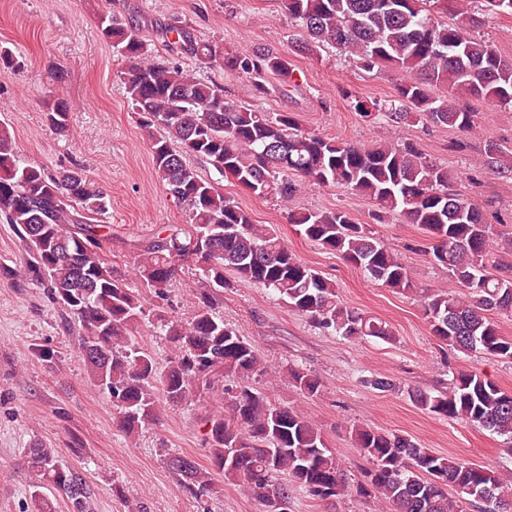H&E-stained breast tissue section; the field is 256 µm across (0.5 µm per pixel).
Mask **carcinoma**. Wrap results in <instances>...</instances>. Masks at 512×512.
Segmentation results:
<instances>
[{
    "instance_id": "1",
    "label": "carcinoma",
    "mask_w": 512,
    "mask_h": 512,
    "mask_svg": "<svg viewBox=\"0 0 512 512\" xmlns=\"http://www.w3.org/2000/svg\"><path fill=\"white\" fill-rule=\"evenodd\" d=\"M301 27L288 52L230 50L202 41L185 25L171 23V52L198 68H216L245 78L253 96L279 85L295 86L290 56L316 57L330 45L365 71L387 68L399 75L386 103L351 98L371 123L424 120L470 133L475 113L444 90L512 108V57L477 34L490 19L512 16V0H281ZM458 17L454 24L440 14ZM102 37L125 64L128 102L148 138L156 179L173 201L187 207L191 223L163 226L134 242V276L164 300L176 268L193 262L210 292L188 322L169 320L172 353L159 369L133 331L150 316L140 289L112 264L94 218L108 197L92 192L81 169L54 172L26 162L8 128L0 124V215L19 233L31 260L18 275L48 296L81 326V354L96 387L112 399L119 422L131 435L158 420L165 406L217 397L222 411L202 419L213 466L235 478L267 509L274 492L292 499L298 489L333 501L353 491L389 506L391 512H512V473L437 455L411 438L369 426L353 429V447L368 467L349 486L340 462L320 431L299 410L272 402L257 384L268 375L253 346L215 316L212 300L230 287L225 273L259 284L315 325L346 339L395 340L390 325L344 305L336 283L299 259L273 230L253 222L248 211L205 181L185 159L206 158L259 199L286 201L297 179L336 186L368 198L372 220L416 224L433 241L431 262L445 270L448 287L421 295L433 336L454 350L512 360V337L495 317L512 318V238L487 222L485 204L466 191L463 179L432 161L413 143L369 144L328 137L302 128L293 112L273 114L224 98V87L157 57L139 29L112 15L99 18ZM443 94H437V91ZM47 121L66 129L69 112L55 98ZM485 167L512 179V150L484 147ZM288 223L307 240L335 252L372 280L400 294L416 288L397 249L374 236L368 224L342 210L288 209ZM289 382L316 397L322 382L299 368ZM428 413L488 430L512 443V392L488 375L460 369L448 387L415 390ZM28 467L65 493L74 512H87L85 479L50 448L27 451ZM169 467L181 483L202 494L213 472L187 455ZM454 489L459 498L448 495Z\"/></svg>"
}]
</instances>
